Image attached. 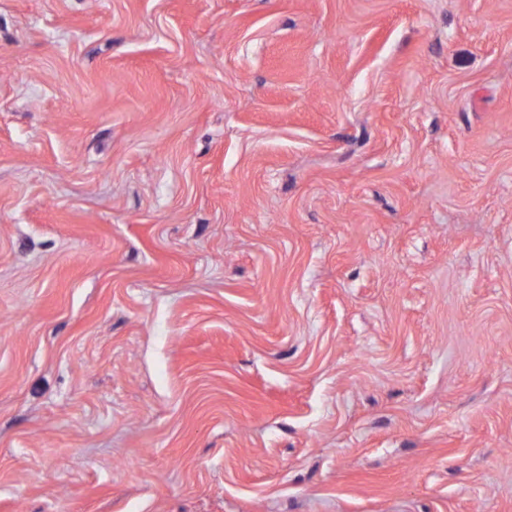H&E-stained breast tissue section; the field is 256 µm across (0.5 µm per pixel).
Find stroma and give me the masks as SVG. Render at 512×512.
Masks as SVG:
<instances>
[{"instance_id": "obj_1", "label": "stroma", "mask_w": 512, "mask_h": 512, "mask_svg": "<svg viewBox=\"0 0 512 512\" xmlns=\"http://www.w3.org/2000/svg\"><path fill=\"white\" fill-rule=\"evenodd\" d=\"M0 512H512V0H0Z\"/></svg>"}]
</instances>
